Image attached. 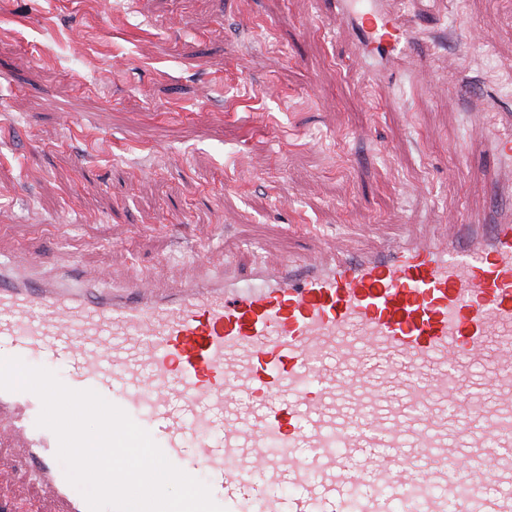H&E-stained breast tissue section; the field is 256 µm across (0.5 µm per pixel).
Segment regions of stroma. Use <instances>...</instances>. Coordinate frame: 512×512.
<instances>
[{
  "label": "stroma",
  "mask_w": 512,
  "mask_h": 512,
  "mask_svg": "<svg viewBox=\"0 0 512 512\" xmlns=\"http://www.w3.org/2000/svg\"><path fill=\"white\" fill-rule=\"evenodd\" d=\"M430 73L359 68L331 0H0V263L169 286L475 220L497 165L448 86L497 91L512 0H401ZM0 447V512H60Z\"/></svg>",
  "instance_id": "35a3bbf8"
}]
</instances>
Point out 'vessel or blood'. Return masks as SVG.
Listing matches in <instances>:
<instances>
[{
  "mask_svg": "<svg viewBox=\"0 0 512 512\" xmlns=\"http://www.w3.org/2000/svg\"><path fill=\"white\" fill-rule=\"evenodd\" d=\"M346 3L359 63L378 72L417 44L390 0ZM484 136L511 170L512 134ZM10 357L123 409L225 512H512L511 212L161 291L1 267ZM40 411L0 390V443L21 442L63 512H88Z\"/></svg>",
  "mask_w": 512,
  "mask_h": 512,
  "instance_id": "obj_1",
  "label": "vessel or blood"
}]
</instances>
